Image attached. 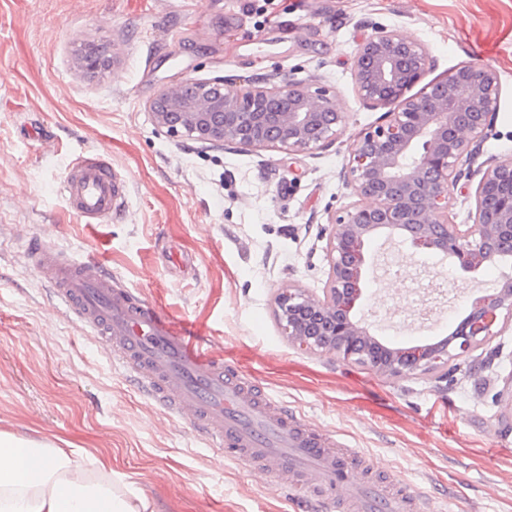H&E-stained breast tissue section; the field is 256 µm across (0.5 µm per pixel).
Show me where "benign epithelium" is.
Here are the masks:
<instances>
[{"label":"benign epithelium","instance_id":"1","mask_svg":"<svg viewBox=\"0 0 512 512\" xmlns=\"http://www.w3.org/2000/svg\"><path fill=\"white\" fill-rule=\"evenodd\" d=\"M84 52L73 68L94 80L112 68ZM433 65L426 45L376 26L357 45L352 78L370 107L393 106L386 120L361 131L343 177L357 201L331 217L321 293L290 286L274 296V314L289 344L368 366L393 378L431 375L448 381V365L486 344L500 314L512 319V274L474 299L439 343L392 347L360 315L365 301V244L397 235L416 253H437L465 272L512 255V159L489 165L474 192L469 224L448 220V201L499 110L501 81L488 66L464 65L418 94L408 91ZM172 136L241 149L312 152L336 141L348 115L335 91L291 77L244 86L225 79H178L147 104Z\"/></svg>","mask_w":512,"mask_h":512}]
</instances>
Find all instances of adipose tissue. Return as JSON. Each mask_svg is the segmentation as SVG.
I'll list each match as a JSON object with an SVG mask.
<instances>
[{"mask_svg": "<svg viewBox=\"0 0 512 512\" xmlns=\"http://www.w3.org/2000/svg\"><path fill=\"white\" fill-rule=\"evenodd\" d=\"M0 512H152L123 473L84 461L62 448L0 436Z\"/></svg>", "mask_w": 512, "mask_h": 512, "instance_id": "ef3b65f1", "label": "adipose tissue"}]
</instances>
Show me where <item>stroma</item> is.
<instances>
[{"label": "stroma", "instance_id": "35a3bbf8", "mask_svg": "<svg viewBox=\"0 0 512 512\" xmlns=\"http://www.w3.org/2000/svg\"><path fill=\"white\" fill-rule=\"evenodd\" d=\"M375 23L429 48L421 84L463 65L494 68L500 108L474 165L512 158V0H0V434L110 464L153 512H304L299 493L208 446L56 313L23 256L40 234L96 256L302 417L395 479L447 496L451 512H512V322L498 319L489 344L443 385L290 345L274 315L277 289L323 288L330 217L354 200L343 169L359 132L384 114L360 100L351 76ZM100 42L117 57L90 81L71 58ZM284 75L335 90L348 114L335 142L310 153L201 143L157 130L146 108L178 78ZM33 123L53 132L49 146L26 137ZM95 150L129 181L126 213L112 224L79 223L57 192L71 159ZM173 244L193 270H169L160 252ZM365 252L381 275L366 283L363 312L394 347L447 336L505 271L466 272L397 237ZM430 276L445 280L447 297L422 320L416 291ZM490 353L471 374L473 358Z\"/></svg>", "mask_w": 512, "mask_h": 512}]
</instances>
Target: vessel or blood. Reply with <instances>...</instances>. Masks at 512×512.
<instances>
[{
  "label": "vessel or blood",
  "mask_w": 512,
  "mask_h": 512,
  "mask_svg": "<svg viewBox=\"0 0 512 512\" xmlns=\"http://www.w3.org/2000/svg\"><path fill=\"white\" fill-rule=\"evenodd\" d=\"M58 192L81 223L109 224L122 217L128 185L103 153L92 151L71 161ZM24 257L58 312L101 344L131 385L190 421L226 458L303 489L315 506L331 494L345 512H416L423 502V493L371 472L362 449L265 393L209 338L176 325L96 257L75 259L41 235L28 239Z\"/></svg>",
  "instance_id": "1"
}]
</instances>
